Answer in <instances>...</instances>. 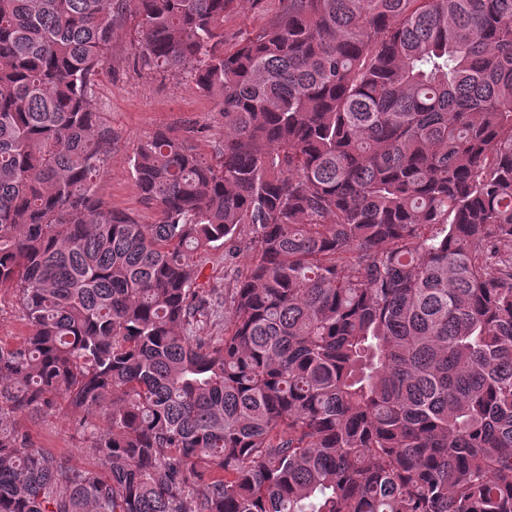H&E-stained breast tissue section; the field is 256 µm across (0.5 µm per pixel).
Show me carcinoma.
<instances>
[{"label": "carcinoma", "instance_id": "cac0c4a2", "mask_svg": "<svg viewBox=\"0 0 512 512\" xmlns=\"http://www.w3.org/2000/svg\"><path fill=\"white\" fill-rule=\"evenodd\" d=\"M238 5L0 0V512H512V0ZM114 11L224 117L134 149L156 224L96 196ZM63 405L99 470L14 420ZM240 7L224 13V41L228 46L238 42L246 33L265 27L279 10L278 0H241ZM224 264V249L211 250L202 259L199 283L213 299H224V288L231 287L230 270ZM29 335V329L23 319L11 289L0 290V342L19 345ZM196 336L209 342L224 336V312L220 317H204L196 325Z\"/></svg>", "mask_w": 512, "mask_h": 512}]
</instances>
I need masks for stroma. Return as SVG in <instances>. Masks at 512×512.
Here are the masks:
<instances>
[{
    "mask_svg": "<svg viewBox=\"0 0 512 512\" xmlns=\"http://www.w3.org/2000/svg\"><path fill=\"white\" fill-rule=\"evenodd\" d=\"M278 9L279 0H242L239 8L224 15L226 43L235 44L246 33L265 27ZM133 40L129 18L115 15L112 46L96 93V109L112 129V143L96 191L112 209L131 214L139 223L154 224L159 212L143 201L129 163L137 144L157 128L169 127L180 135H194L200 151L209 154L224 141V119L193 81L170 71L140 69L134 61ZM250 261V253L243 251L228 268L223 250L209 251L202 260L199 281L212 298L222 299L231 285V268L246 269ZM79 418V413L68 410L40 417L21 414L17 422L35 447L94 470L98 463L84 448L77 429Z\"/></svg>",
    "mask_w": 512,
    "mask_h": 512,
    "instance_id": "1",
    "label": "stroma"
}]
</instances>
